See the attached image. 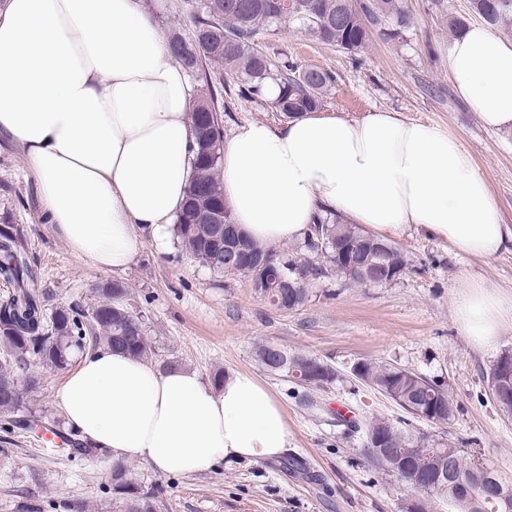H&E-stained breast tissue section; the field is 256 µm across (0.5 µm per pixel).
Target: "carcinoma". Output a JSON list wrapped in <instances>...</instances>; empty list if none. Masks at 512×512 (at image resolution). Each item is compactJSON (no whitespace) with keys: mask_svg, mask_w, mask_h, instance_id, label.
I'll use <instances>...</instances> for the list:
<instances>
[{"mask_svg":"<svg viewBox=\"0 0 512 512\" xmlns=\"http://www.w3.org/2000/svg\"><path fill=\"white\" fill-rule=\"evenodd\" d=\"M469 9L472 16L494 26L512 15V0H469ZM193 10L192 35L170 38L175 58L204 79V64L224 65V70L237 79L242 96L260 97L266 85L274 82L279 92L269 100V106L287 118L322 108L323 94L336 77L326 70L303 69L286 57L274 61L259 50L256 38L262 32L288 23L341 52L354 53L368 41L374 26L382 35L393 38L411 25V16L400 0H194ZM190 120L194 131L193 174L171 227L174 243L210 271L246 277L243 268L226 264L224 226L214 223L216 214L233 222L220 186L224 133L214 94L194 101ZM319 223L328 225L326 236L333 240L319 255L318 265L297 262L271 246L240 238L250 266L273 260L292 282L286 290L274 280L263 288L264 297L273 306L284 310L301 306L308 295V282L328 271L349 284L368 285L364 280L345 277L343 258L336 250L337 240L366 231L356 224L342 223L334 214L319 219ZM0 280L12 289L0 301V409L8 416L0 428L8 435L18 430L36 433L55 426L44 415L23 406L22 388L33 390L41 384V378L30 372L31 361L65 369L75 354L91 353L102 346L122 349L140 360L152 353L142 322L125 303L127 288L121 283L102 284L97 289L99 301L87 310L52 305L47 290L37 287L24 230L17 224L0 226ZM269 352L270 346L259 347L257 356L262 366L292 381L320 388L336 377L334 368L317 357L291 355L283 349L281 360L272 363ZM360 364V371L353 375L413 418L444 425L454 416V398L444 385L389 363L362 360ZM507 366L512 367L509 352L489 368L486 380L494 405L503 415L512 417V380L506 379ZM363 436L366 460L419 496L409 506L413 512H434L443 502L453 503L457 512H505L512 506L511 483L495 470L464 458L460 450L445 442L415 435L381 416H373L364 424ZM57 437L75 457L103 453L80 442L71 428L59 430ZM440 452L448 454V467L455 476L429 489L420 490L407 483L405 474L395 466L404 456L414 466L426 468ZM111 480L122 512H158L153 489L135 481L125 465H112Z\"/></svg>","mask_w":512,"mask_h":512,"instance_id":"1","label":"carcinoma"}]
</instances>
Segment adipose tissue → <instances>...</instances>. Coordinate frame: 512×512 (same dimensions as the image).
<instances>
[{
    "label": "adipose tissue",
    "mask_w": 512,
    "mask_h": 512,
    "mask_svg": "<svg viewBox=\"0 0 512 512\" xmlns=\"http://www.w3.org/2000/svg\"><path fill=\"white\" fill-rule=\"evenodd\" d=\"M448 71L485 126L512 128V40L471 25ZM190 96L142 0H0V137L22 151L54 236L92 267L125 268L139 228L166 247L191 176ZM221 182L235 224L266 244L308 236L324 211L380 237L412 227L472 257L512 238L460 139L396 112L246 122L224 148ZM454 314L483 348L512 320V301L467 278ZM58 398L88 443L159 474L267 461L288 446L281 407L249 372L214 387L105 346Z\"/></svg>",
    "instance_id": "1"
}]
</instances>
